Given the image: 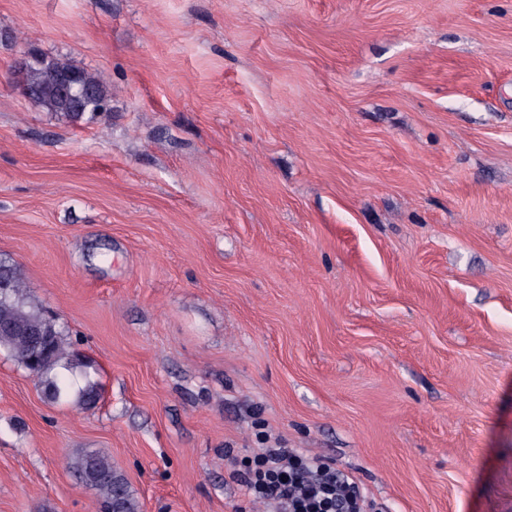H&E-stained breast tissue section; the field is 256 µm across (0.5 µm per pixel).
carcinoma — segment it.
I'll use <instances>...</instances> for the list:
<instances>
[{"mask_svg": "<svg viewBox=\"0 0 512 512\" xmlns=\"http://www.w3.org/2000/svg\"><path fill=\"white\" fill-rule=\"evenodd\" d=\"M24 94L48 112L69 120L106 111L109 91L98 77L71 59L39 56L27 65ZM0 353L27 371L52 402L96 407L101 387L92 365L67 342V331L30 290L24 269L0 258ZM79 482L96 497L98 512H141L124 474L100 450H83L71 462Z\"/></svg>", "mask_w": 512, "mask_h": 512, "instance_id": "carcinoma-1", "label": "carcinoma"}]
</instances>
